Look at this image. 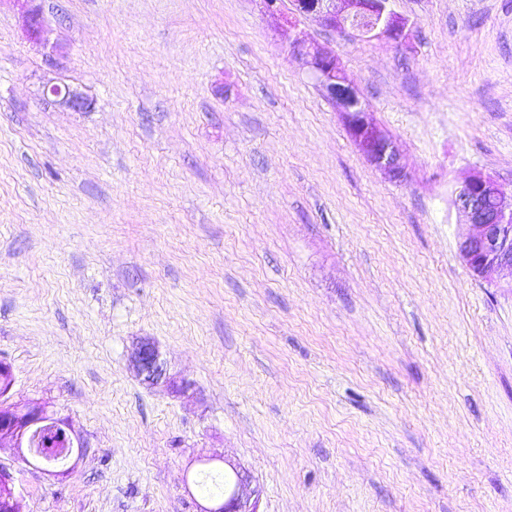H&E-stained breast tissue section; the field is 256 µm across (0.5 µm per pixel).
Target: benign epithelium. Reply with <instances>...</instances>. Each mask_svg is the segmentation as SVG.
Instances as JSON below:
<instances>
[{"label":"benign epithelium","mask_w":512,"mask_h":512,"mask_svg":"<svg viewBox=\"0 0 512 512\" xmlns=\"http://www.w3.org/2000/svg\"><path fill=\"white\" fill-rule=\"evenodd\" d=\"M264 13L278 21L292 23L300 17H313L331 30L375 39L400 41L406 36L408 22L394 12L390 0H294L289 13L280 9L279 0H261ZM294 49L306 58V65L316 78L324 96L335 104L347 131L362 154L391 178L403 177L400 153L394 141L369 119L359 90L347 77L339 59L330 51ZM51 95L73 109H87L91 102L68 86L52 85ZM457 213L468 223L469 231L459 244L460 256L474 279L490 285L500 284L504 274L512 276V193L504 192L492 175L472 171L455 192L452 200ZM135 371L140 380L151 386H163L174 393L191 388L187 380L176 381L157 344L140 341L135 356ZM48 420L47 409L38 402L24 405L0 401V441L13 442L24 462L43 455L32 448L33 436ZM234 476L228 494L213 501L199 512H259L260 491L241 467L224 461ZM0 512H23L22 500L16 495L9 473L0 469Z\"/></svg>","instance_id":"7a95c632"}]
</instances>
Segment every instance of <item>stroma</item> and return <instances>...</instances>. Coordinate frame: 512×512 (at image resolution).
<instances>
[{
  "label": "stroma",
  "mask_w": 512,
  "mask_h": 512,
  "mask_svg": "<svg viewBox=\"0 0 512 512\" xmlns=\"http://www.w3.org/2000/svg\"><path fill=\"white\" fill-rule=\"evenodd\" d=\"M37 5L33 41L0 0V360L83 451L54 477L0 443L24 512H197L208 456L260 512H512V287L471 277L452 205L475 170L512 191V0H391L402 43L260 0ZM145 338L189 391L141 382ZM294 49L306 58V65L316 78L324 96L335 104L347 131L362 154L391 178L400 180L403 168L394 141L369 119V112L359 90L347 77L339 59L331 51ZM48 90L60 103L70 108L80 110L91 106V102L86 97L69 86L52 85Z\"/></svg>",
  "instance_id": "35a3bbf8"
}]
</instances>
